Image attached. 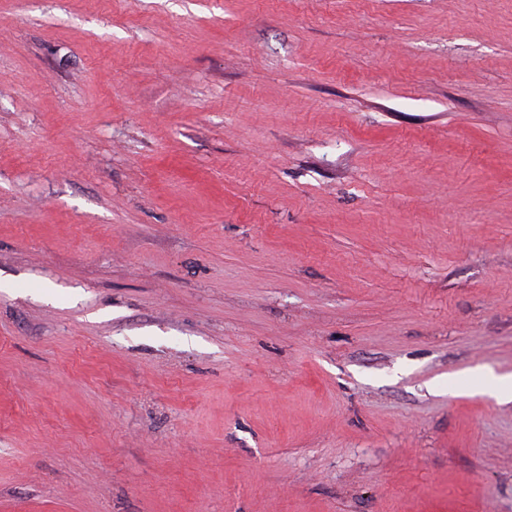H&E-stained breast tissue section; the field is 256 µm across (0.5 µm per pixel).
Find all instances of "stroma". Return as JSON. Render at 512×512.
Returning a JSON list of instances; mask_svg holds the SVG:
<instances>
[{
  "label": "stroma",
  "mask_w": 512,
  "mask_h": 512,
  "mask_svg": "<svg viewBox=\"0 0 512 512\" xmlns=\"http://www.w3.org/2000/svg\"><path fill=\"white\" fill-rule=\"evenodd\" d=\"M512 0H0V512H512Z\"/></svg>",
  "instance_id": "35a3bbf8"
}]
</instances>
